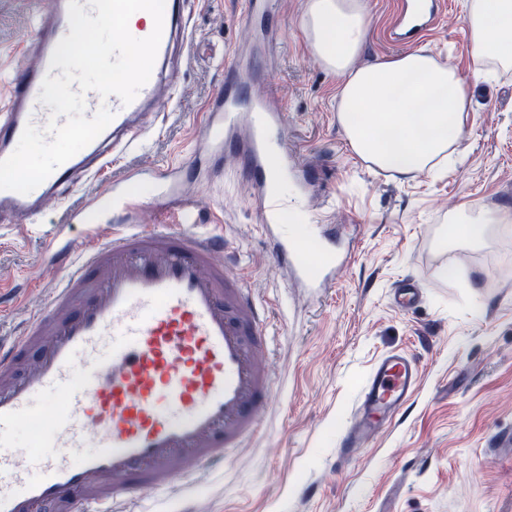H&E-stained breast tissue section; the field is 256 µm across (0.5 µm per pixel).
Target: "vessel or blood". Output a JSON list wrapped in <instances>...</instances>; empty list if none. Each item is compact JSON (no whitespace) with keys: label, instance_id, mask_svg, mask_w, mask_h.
I'll return each instance as SVG.
<instances>
[{"label":"vessel or blood","instance_id":"b4317fda","mask_svg":"<svg viewBox=\"0 0 512 512\" xmlns=\"http://www.w3.org/2000/svg\"><path fill=\"white\" fill-rule=\"evenodd\" d=\"M185 4L165 0L159 62L187 40ZM274 10L275 0H243L249 27L271 53L279 45L267 26ZM440 19V0H404L389 39L411 43ZM69 33V0H51L21 45L35 65L13 70L0 100V159L13 153L27 124H47L41 85L47 75H61L51 59ZM224 72V89L208 104L188 158L128 171L70 213L72 224L95 214L112 225L105 241L78 246L61 233L49 240L52 263L65 265L49 306L20 336L0 340V512H132L136 490L171 493L196 483L260 433L272 392L263 361L269 313L252 299L237 267L219 261L230 242L193 232L201 203L186 189L222 158L236 160L261 237L292 286L317 295L335 286L345 260L335 225L301 236L281 220L286 200L273 172L291 171L300 195L312 182L309 167L271 140L283 132L281 98L256 93L262 77L250 59L233 55ZM173 94L154 75L127 105L88 92L87 115L108 107L110 124L31 192L0 190V223L40 217L52 199L96 178L130 148L147 112H160ZM134 180L156 185L157 209L174 217V228L139 229L143 203L127 190ZM418 384L413 360L386 355L364 384L341 453L373 439ZM36 419L44 425L41 450H13L10 430Z\"/></svg>","mask_w":512,"mask_h":512}]
</instances>
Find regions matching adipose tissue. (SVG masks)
Segmentation results:
<instances>
[{
  "instance_id": "ef3b65f1",
  "label": "adipose tissue",
  "mask_w": 512,
  "mask_h": 512,
  "mask_svg": "<svg viewBox=\"0 0 512 512\" xmlns=\"http://www.w3.org/2000/svg\"><path fill=\"white\" fill-rule=\"evenodd\" d=\"M368 21L367 0H307L300 28L314 56L341 78L336 110L353 152L400 174L433 168L462 141L471 80L489 78L496 66L512 68V0H469L468 76L425 48L356 65ZM511 223L512 208L465 206L448 238L479 245L490 225Z\"/></svg>"
}]
</instances>
